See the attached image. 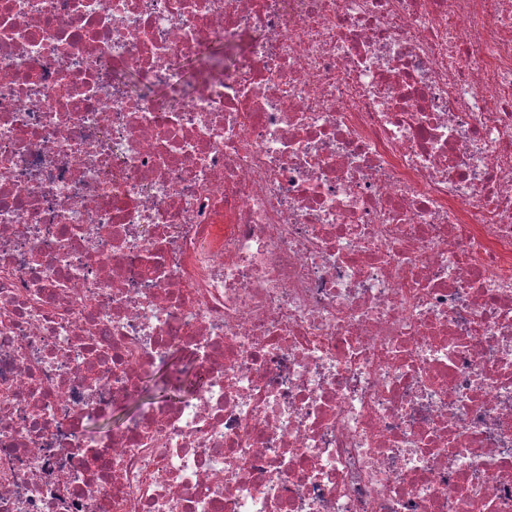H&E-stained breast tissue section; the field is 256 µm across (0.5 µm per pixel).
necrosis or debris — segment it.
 I'll use <instances>...</instances> for the list:
<instances>
[{
	"mask_svg": "<svg viewBox=\"0 0 512 512\" xmlns=\"http://www.w3.org/2000/svg\"><path fill=\"white\" fill-rule=\"evenodd\" d=\"M0 512H512V0H0ZM178 377L173 378L172 372L167 374L163 382L162 396L167 399H181L189 394L196 386L192 370L186 366L177 368Z\"/></svg>",
	"mask_w": 512,
	"mask_h": 512,
	"instance_id": "1",
	"label": "necrosis or debris"
}]
</instances>
